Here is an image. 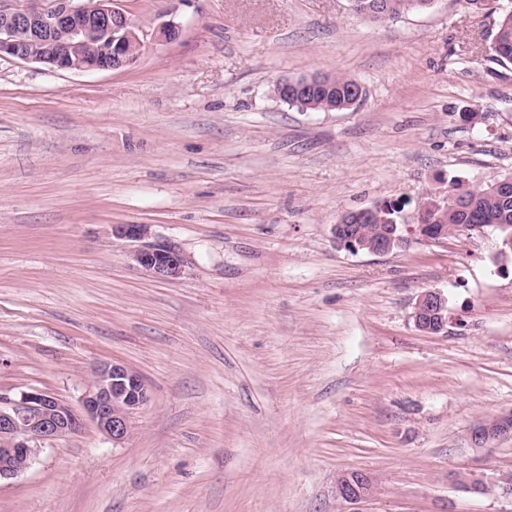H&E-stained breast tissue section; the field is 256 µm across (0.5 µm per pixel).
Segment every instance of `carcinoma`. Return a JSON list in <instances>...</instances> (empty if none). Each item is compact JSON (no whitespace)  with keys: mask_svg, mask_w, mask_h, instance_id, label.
Segmentation results:
<instances>
[{"mask_svg":"<svg viewBox=\"0 0 512 512\" xmlns=\"http://www.w3.org/2000/svg\"><path fill=\"white\" fill-rule=\"evenodd\" d=\"M375 2L377 0H353L354 10L371 21L383 22L405 12L422 11L428 0H383L381 9L373 8ZM490 50L497 62L512 64V8L498 16ZM355 87L353 78L329 74L321 92L300 102L297 108L331 112L333 107L351 101ZM448 198V205L435 213L436 223L445 226L448 234H453L457 224H475L482 228L506 224L512 232V186L497 188L493 182L475 188L457 186L448 193Z\"/></svg>","mask_w":512,"mask_h":512,"instance_id":"cac0c4a2","label":"carcinoma"}]
</instances>
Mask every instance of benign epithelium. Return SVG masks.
<instances>
[{
  "label": "benign epithelium",
  "mask_w": 512,
  "mask_h": 512,
  "mask_svg": "<svg viewBox=\"0 0 512 512\" xmlns=\"http://www.w3.org/2000/svg\"><path fill=\"white\" fill-rule=\"evenodd\" d=\"M120 0H0V59H16L44 65L53 70L106 71L134 64L151 44L170 43L180 34V27L164 21L149 28L136 22L120 6ZM320 74L299 78H280L275 83L276 96L290 98L310 95L322 86ZM374 208L343 214L333 227L336 241L353 250L387 254L406 248L410 240L402 224H387L373 242L353 233L354 225L364 221ZM418 239L443 243L448 234L437 226L419 220ZM114 233L139 243L132 259L150 275L167 280L180 278L184 259L175 249L154 244L147 224H119ZM447 300L436 289H425L417 297L413 320L426 334L444 330L448 317ZM150 400L141 376L122 362L101 361L93 368V384L81 402V410L51 394L33 390L17 399L0 394V480L25 472L39 452L41 440L65 437L79 432L84 421L121 445L132 428V415ZM512 438V414L485 420L470 431L474 448H493ZM458 487L480 494L487 481L484 476L466 472L456 478ZM337 495L358 504L374 493L372 479L358 470L343 472L336 482Z\"/></svg>",
  "instance_id": "1"
}]
</instances>
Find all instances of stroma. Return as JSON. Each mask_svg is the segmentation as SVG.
Returning <instances> with one entry per match:
<instances>
[{
	"mask_svg": "<svg viewBox=\"0 0 512 512\" xmlns=\"http://www.w3.org/2000/svg\"><path fill=\"white\" fill-rule=\"evenodd\" d=\"M179 37L130 67L0 59V393L81 404L97 362L149 403L113 447L93 423L0 482V512H512V260L493 229L388 254L339 246L344 213L397 221L453 185L512 177V65L464 0L374 23L351 0H122ZM350 76L364 98L302 111L277 79ZM116 224L186 261L161 280ZM427 288L445 332L412 318ZM376 493L338 498L341 472ZM488 489L462 492L459 472ZM512 438V414L498 415L485 420L470 431L473 448H493L500 442Z\"/></svg>",
	"mask_w": 512,
	"mask_h": 512,
	"instance_id": "obj_1",
	"label": "stroma"
}]
</instances>
